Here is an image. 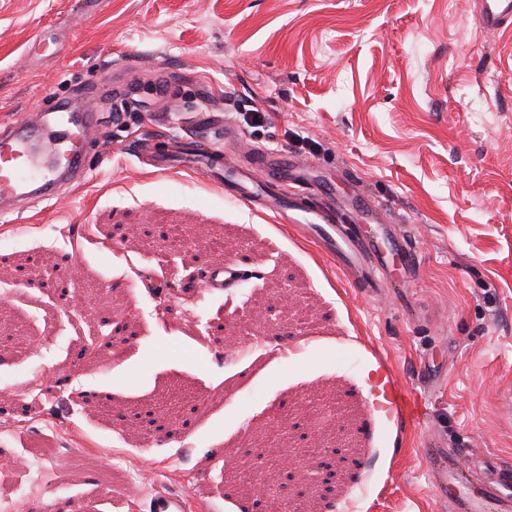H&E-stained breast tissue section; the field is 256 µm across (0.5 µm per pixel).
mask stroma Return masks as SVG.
Returning a JSON list of instances; mask_svg holds the SVG:
<instances>
[{
	"instance_id": "stroma-1",
	"label": "stroma",
	"mask_w": 512,
	"mask_h": 512,
	"mask_svg": "<svg viewBox=\"0 0 512 512\" xmlns=\"http://www.w3.org/2000/svg\"><path fill=\"white\" fill-rule=\"evenodd\" d=\"M77 7L0 0V123L62 98L91 97L101 114L87 182L0 217V271L37 277L0 278L12 512H144L160 490L193 512H245L263 448L294 466L303 448L355 459L330 497L295 498L299 512H448L431 440L512 467V27L485 32L478 0H101L89 18ZM43 31L60 56L29 58ZM132 60L137 91L123 99L107 74ZM254 107L262 126L243 121ZM218 123L226 145L313 162L341 197L362 184L416 241L419 279L353 288L288 225L139 158L144 140L210 137ZM167 224L191 240L174 256ZM234 258L251 279L196 289ZM243 303L251 321L234 312ZM219 310L223 333L202 339ZM251 333L263 346L245 349ZM380 362L424 381L423 423L372 410ZM87 391L109 392L110 406ZM154 404L169 432L134 420ZM30 462L48 486L21 476Z\"/></svg>"
}]
</instances>
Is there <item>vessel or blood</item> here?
Returning a JSON list of instances; mask_svg holds the SVG:
<instances>
[{
    "label": "vessel or blood",
    "mask_w": 512,
    "mask_h": 512,
    "mask_svg": "<svg viewBox=\"0 0 512 512\" xmlns=\"http://www.w3.org/2000/svg\"><path fill=\"white\" fill-rule=\"evenodd\" d=\"M512 21V0H479V23L489 33ZM91 103L72 100L66 106L29 115L22 123L0 125V216L23 214L35 202L59 200L61 186L84 184L91 164L84 149L95 127ZM142 158L163 170L187 168L220 186L226 199L272 213L295 228L332 259L353 287H380L387 273L386 258H398L403 285L419 277L418 254L411 238L398 225L383 223L380 209H372V234L353 226L352 209L342 207L334 189L312 182L310 163H300L286 150L254 148L248 157L238 149L218 147L210 140L183 137L148 140ZM241 279V264L230 260L224 268L207 272L198 286L207 291L231 288ZM374 409L380 419L409 423L423 420V409L412 386L402 384L387 367H379L371 384ZM436 486L455 492L457 512H512V500L500 495L512 486V468L502 467L479 476L475 467L456 454L429 449ZM186 496L155 494L146 512H189Z\"/></svg>",
    "instance_id": "b4317fda"
}]
</instances>
